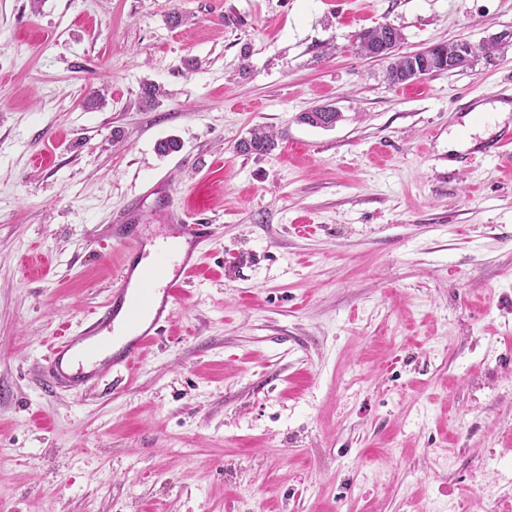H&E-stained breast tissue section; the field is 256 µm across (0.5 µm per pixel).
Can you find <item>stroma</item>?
Returning a JSON list of instances; mask_svg holds the SVG:
<instances>
[{"label": "stroma", "mask_w": 512, "mask_h": 512, "mask_svg": "<svg viewBox=\"0 0 512 512\" xmlns=\"http://www.w3.org/2000/svg\"><path fill=\"white\" fill-rule=\"evenodd\" d=\"M381 24L478 43L512 0H0V512H512V42L393 85ZM130 205L215 241L131 370L49 391ZM387 32L390 33L391 44H394L393 46L395 47L396 43L400 38L398 32L389 25H380L374 28L363 29L356 34L357 49L367 56L371 55L373 52H375L372 54V56L374 57L386 56L388 54V51L376 50L380 49L382 40L384 39L385 34ZM318 109L324 112L310 111L301 113L299 116L300 121L313 127L329 128L336 124V118L339 120L341 117L340 113L332 107L323 106ZM274 136L271 131L264 128L251 130L250 136L242 140L237 148L239 152L247 154H268L275 149Z\"/></svg>", "instance_id": "stroma-1"}]
</instances>
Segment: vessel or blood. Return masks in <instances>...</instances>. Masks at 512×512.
<instances>
[{"mask_svg": "<svg viewBox=\"0 0 512 512\" xmlns=\"http://www.w3.org/2000/svg\"><path fill=\"white\" fill-rule=\"evenodd\" d=\"M174 221L176 238L189 245L180 264L169 266L163 257L136 269L133 257L139 245L123 239L118 286L85 326L68 332L49 349L41 367L47 388L71 390L98 383L112 369L130 367L149 342L161 337L174 317L176 288L196 270L215 233L212 225L190 222L182 214Z\"/></svg>", "mask_w": 512, "mask_h": 512, "instance_id": "obj_1", "label": "vessel or blood"}]
</instances>
